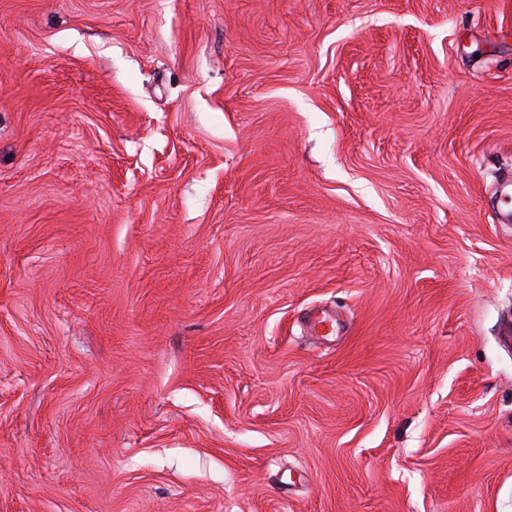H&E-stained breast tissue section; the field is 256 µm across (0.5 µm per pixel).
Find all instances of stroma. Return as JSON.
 Returning <instances> with one entry per match:
<instances>
[{
  "label": "stroma",
  "mask_w": 512,
  "mask_h": 512,
  "mask_svg": "<svg viewBox=\"0 0 512 512\" xmlns=\"http://www.w3.org/2000/svg\"><path fill=\"white\" fill-rule=\"evenodd\" d=\"M505 178L512 0H0V512H512Z\"/></svg>",
  "instance_id": "35a3bbf8"
}]
</instances>
